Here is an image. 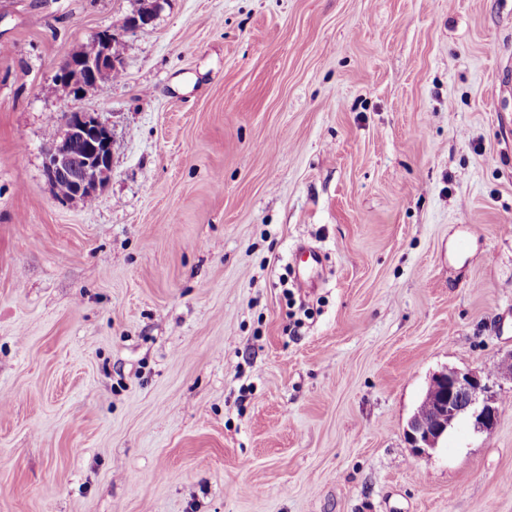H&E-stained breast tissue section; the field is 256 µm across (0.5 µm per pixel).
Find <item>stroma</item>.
I'll use <instances>...</instances> for the list:
<instances>
[{
	"label": "stroma",
	"mask_w": 512,
	"mask_h": 512,
	"mask_svg": "<svg viewBox=\"0 0 512 512\" xmlns=\"http://www.w3.org/2000/svg\"><path fill=\"white\" fill-rule=\"evenodd\" d=\"M134 8L0 0V512H512V0H160L71 94ZM70 110L90 203L44 174ZM447 368L497 427L416 453ZM154 18L151 11L139 15L126 16L119 26L109 28L97 35L92 46L85 52L77 53L67 59L60 69V81L70 89L73 95L85 93L100 83L101 74L123 63L112 58V53L123 57L124 44L112 40L124 41L127 33L148 28ZM112 46V53H111ZM112 132L95 113L70 111L63 115L60 135L50 144L45 176L57 184L70 182L68 199L93 198L112 173ZM78 145L81 154H77ZM303 257L310 258L315 264L310 270L300 271L298 267V259L302 260ZM295 258V279L297 284L301 288H311L314 286L315 277L318 274V270L322 266V256L319 252L313 249L301 248L297 251L294 256Z\"/></svg>",
	"instance_id": "obj_1"
}]
</instances>
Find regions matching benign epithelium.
<instances>
[{
  "label": "benign epithelium",
  "instance_id": "benign-epithelium-1",
  "mask_svg": "<svg viewBox=\"0 0 512 512\" xmlns=\"http://www.w3.org/2000/svg\"><path fill=\"white\" fill-rule=\"evenodd\" d=\"M151 12L127 16L121 24L97 36L92 46L67 59L60 81L77 95L100 83L101 74L121 63L112 58V40H124L129 32L148 28ZM81 153H76L75 147ZM49 183L65 178L71 199L93 198L112 173V132L98 115L70 111L63 115L60 135L50 144L44 161ZM500 414L499 398L490 378L473 370L447 369L435 374L408 424L407 437L414 450L424 453L438 447L448 431L462 421L478 432H491Z\"/></svg>",
  "mask_w": 512,
  "mask_h": 512
}]
</instances>
